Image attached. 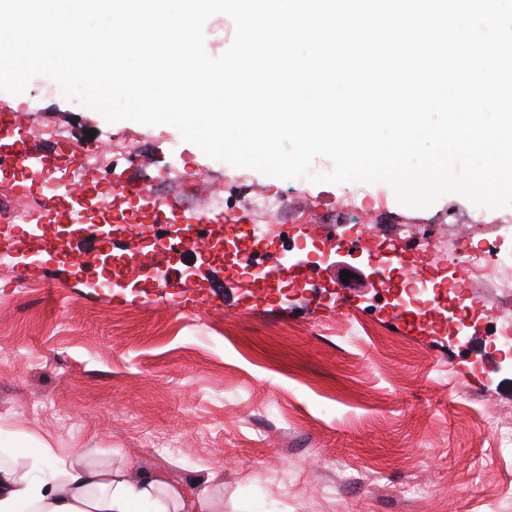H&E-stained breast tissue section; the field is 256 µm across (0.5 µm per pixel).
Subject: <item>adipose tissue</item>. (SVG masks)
I'll use <instances>...</instances> for the list:
<instances>
[{
  "label": "adipose tissue",
  "instance_id": "ef3b65f1",
  "mask_svg": "<svg viewBox=\"0 0 512 512\" xmlns=\"http://www.w3.org/2000/svg\"><path fill=\"white\" fill-rule=\"evenodd\" d=\"M50 474L0 465V512H219L208 489L187 490L158 472L131 476L81 460L48 458Z\"/></svg>",
  "mask_w": 512,
  "mask_h": 512
}]
</instances>
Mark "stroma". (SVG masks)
<instances>
[{"label":"stroma","instance_id":"35a3bbf8","mask_svg":"<svg viewBox=\"0 0 512 512\" xmlns=\"http://www.w3.org/2000/svg\"><path fill=\"white\" fill-rule=\"evenodd\" d=\"M1 105L45 128L47 147L54 129L132 138L135 156L113 173L162 193L184 166L209 170L224 184L202 202L215 212L286 195L292 254L311 264L295 292L238 315L224 305L243 302V282L200 254L175 256L165 283L125 267L114 289L53 260H13L0 271V460L42 439L62 458L208 482L224 512H512V455L483 422L491 412L512 428V353L477 310L460 340L392 317L364 249L332 250L361 211L346 184L233 167L170 125L107 122L45 76L0 91ZM368 193L377 223L483 244L462 196L414 209L387 184Z\"/></svg>","mask_w":512,"mask_h":512}]
</instances>
